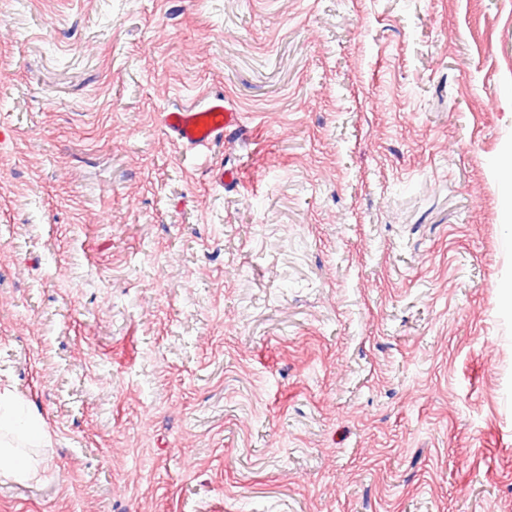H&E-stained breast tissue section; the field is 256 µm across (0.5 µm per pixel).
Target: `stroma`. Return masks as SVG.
<instances>
[{
	"mask_svg": "<svg viewBox=\"0 0 512 512\" xmlns=\"http://www.w3.org/2000/svg\"><path fill=\"white\" fill-rule=\"evenodd\" d=\"M1 127L0 512H512V0H0ZM163 127L190 150H208L224 138V132L236 131L242 114L221 93L210 94L198 106L176 107L162 113ZM42 437L23 400L0 393V476L20 482L38 479L44 459L23 448L39 447Z\"/></svg>",
	"mask_w": 512,
	"mask_h": 512,
	"instance_id": "obj_1",
	"label": "stroma"
}]
</instances>
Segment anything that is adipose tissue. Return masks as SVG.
Returning a JSON list of instances; mask_svg holds the SVG:
<instances>
[{
	"instance_id": "1",
	"label": "adipose tissue",
	"mask_w": 512,
	"mask_h": 512,
	"mask_svg": "<svg viewBox=\"0 0 512 512\" xmlns=\"http://www.w3.org/2000/svg\"><path fill=\"white\" fill-rule=\"evenodd\" d=\"M42 437L23 400L0 393V476L20 482L38 479L43 460L35 449Z\"/></svg>"
}]
</instances>
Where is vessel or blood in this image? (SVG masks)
I'll return each mask as SVG.
<instances>
[{
  "instance_id": "obj_1",
  "label": "vessel or blood",
  "mask_w": 512,
  "mask_h": 512,
  "mask_svg": "<svg viewBox=\"0 0 512 512\" xmlns=\"http://www.w3.org/2000/svg\"><path fill=\"white\" fill-rule=\"evenodd\" d=\"M163 127L180 144L191 150H207L221 141L225 132L242 126V114L223 94H210L198 106L176 107L164 112Z\"/></svg>"
}]
</instances>
